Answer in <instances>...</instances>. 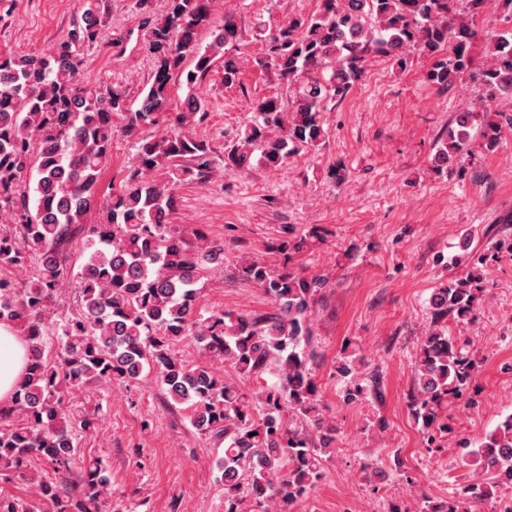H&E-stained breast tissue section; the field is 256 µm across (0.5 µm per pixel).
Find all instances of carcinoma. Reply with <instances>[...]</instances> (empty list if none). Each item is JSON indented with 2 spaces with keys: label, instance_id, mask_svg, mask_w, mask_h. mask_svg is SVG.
I'll list each match as a JSON object with an SVG mask.
<instances>
[{
  "label": "carcinoma",
  "instance_id": "1",
  "mask_svg": "<svg viewBox=\"0 0 512 512\" xmlns=\"http://www.w3.org/2000/svg\"><path fill=\"white\" fill-rule=\"evenodd\" d=\"M465 2L462 14L456 0H321L315 14L282 24L258 65L296 86L295 99L289 107L276 96L258 100L255 119L242 137L224 147V170L250 167L245 147H259V161L278 166L319 143L325 137L318 120L321 103L349 94L370 53L402 69L407 51L414 49L431 60L430 84L442 90L454 85L475 69L473 19L485 12L488 0ZM211 3L167 0L166 11L146 32L152 75L134 111L125 93L88 87L78 79L84 48L105 37L107 0H83L80 19L49 55L0 56V213L19 226L14 235L0 234V268L34 267L23 288L0 276V323L20 328L28 348L26 375L12 405L0 408V476L29 479L34 457L51 469L35 480L36 508L0 495V512H104L110 481L100 460L83 465L76 491L61 490L75 464L77 431L91 425L70 417L64 399L89 380L134 381L147 366L156 368L168 403L187 406L201 434L224 441L219 468L225 512H236L243 494L262 512H289L323 476L322 456L333 449L337 429L319 410L307 313L326 282L290 266L272 271L247 259L240 276L271 297L275 312L197 316L198 284L224 254V245L198 231L189 237L168 224L176 187L208 177L215 164L207 143L183 130L187 114L202 110L193 87L217 61L223 62L224 85H234L240 74L239 57L229 52L242 41L235 17L224 16L208 45L198 43L199 32L212 26ZM498 10L496 21L504 27L492 36L475 69L486 101L509 105V111L484 124L488 151L498 144L501 122L512 124V0H498ZM190 61L192 70L186 69ZM183 84L182 98L175 86ZM123 114L129 115L130 135L170 114L173 129L136 138L134 160L112 194L107 222L88 227L85 216L112 161L113 117ZM473 122L472 112L456 116L439 161L467 153ZM158 170L161 179L152 176ZM32 172L30 186L25 179ZM84 231L90 252L76 274L82 310L59 324L56 359L49 362L42 355L43 315L69 275L59 247ZM497 255L476 250L455 258L471 274L436 289L431 297L435 322L450 314L463 321L475 317L479 288L473 273ZM187 337L242 375L274 371L278 382L262 388V404L255 408L207 366H188L173 354V345ZM475 370V359L448 329L435 326L424 336L409 408L426 445L448 434L445 409L466 397ZM336 371L348 379L346 402L365 394L383 400L379 374L365 384L354 378V354L339 358ZM287 411L308 418L317 437L285 427ZM464 447L475 474L454 498L424 500L421 512H467L469 504L496 498L512 481V414Z\"/></svg>",
  "mask_w": 512,
  "mask_h": 512
}]
</instances>
